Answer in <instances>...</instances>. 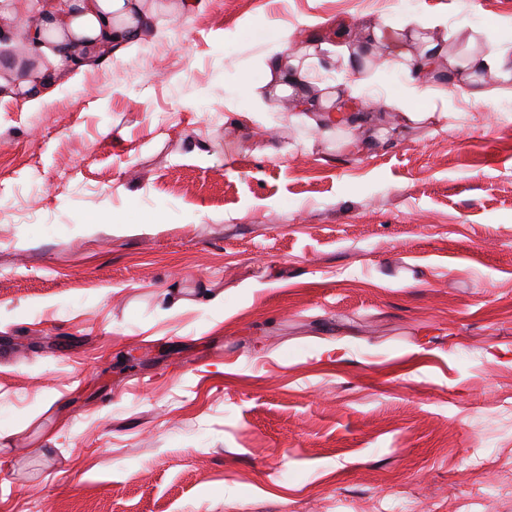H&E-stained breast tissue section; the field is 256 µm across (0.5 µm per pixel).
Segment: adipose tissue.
<instances>
[{
    "label": "adipose tissue",
    "instance_id": "1",
    "mask_svg": "<svg viewBox=\"0 0 512 512\" xmlns=\"http://www.w3.org/2000/svg\"><path fill=\"white\" fill-rule=\"evenodd\" d=\"M35 8L39 20L31 35V52L43 50L49 41L61 59L88 60L106 50L135 45L153 20L144 0H68L61 7L54 0H37ZM264 69L277 93L292 98L298 121L320 127L345 125V118L330 111L328 103L307 93L309 63L290 57L278 44L267 54Z\"/></svg>",
    "mask_w": 512,
    "mask_h": 512
}]
</instances>
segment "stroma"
<instances>
[{"label":"stroma","instance_id":"obj_1","mask_svg":"<svg viewBox=\"0 0 512 512\" xmlns=\"http://www.w3.org/2000/svg\"><path fill=\"white\" fill-rule=\"evenodd\" d=\"M10 3L0 512H512V84L435 78L404 127L380 101L430 104L375 43L371 121L314 130L261 68L409 16L511 50L512 0H156L73 68Z\"/></svg>","mask_w":512,"mask_h":512}]
</instances>
